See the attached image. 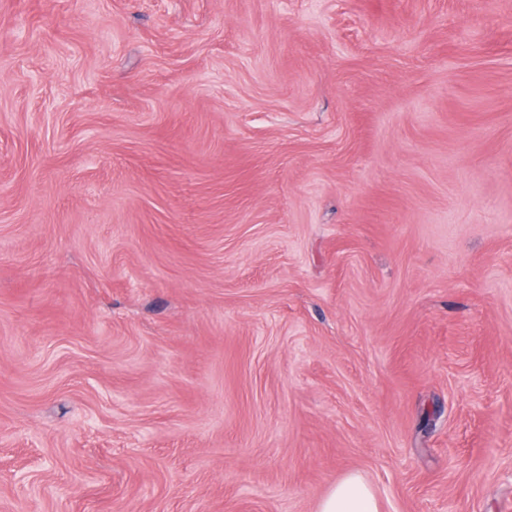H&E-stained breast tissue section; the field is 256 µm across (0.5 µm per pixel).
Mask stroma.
<instances>
[{"label": "stroma", "mask_w": 512, "mask_h": 512, "mask_svg": "<svg viewBox=\"0 0 512 512\" xmlns=\"http://www.w3.org/2000/svg\"><path fill=\"white\" fill-rule=\"evenodd\" d=\"M512 512V0H0V512ZM318 512H379V503L371 485L350 473L324 495Z\"/></svg>", "instance_id": "stroma-1"}]
</instances>
